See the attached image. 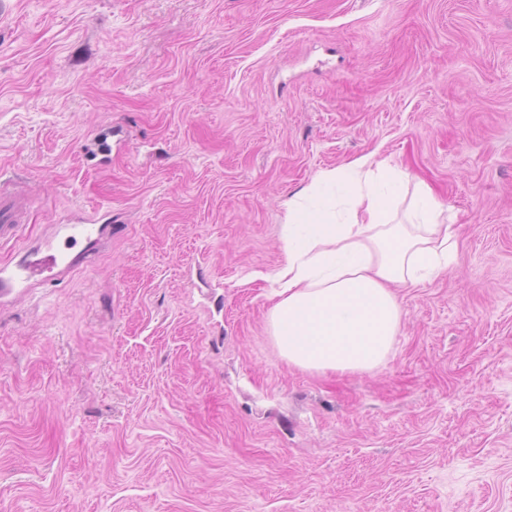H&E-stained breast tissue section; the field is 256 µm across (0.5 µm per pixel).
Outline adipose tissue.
<instances>
[{
    "label": "adipose tissue",
    "mask_w": 512,
    "mask_h": 512,
    "mask_svg": "<svg viewBox=\"0 0 512 512\" xmlns=\"http://www.w3.org/2000/svg\"><path fill=\"white\" fill-rule=\"evenodd\" d=\"M365 155L319 172L285 204L286 263L272 279L269 313L280 357L311 372L371 374L385 363L402 319L395 289L431 279L452 262L457 239L444 206Z\"/></svg>",
    "instance_id": "ef3b65f1"
}]
</instances>
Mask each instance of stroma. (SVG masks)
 Masks as SVG:
<instances>
[{
  "instance_id": "35a3bbf8",
  "label": "stroma",
  "mask_w": 512,
  "mask_h": 512,
  "mask_svg": "<svg viewBox=\"0 0 512 512\" xmlns=\"http://www.w3.org/2000/svg\"><path fill=\"white\" fill-rule=\"evenodd\" d=\"M371 154L458 238L374 375L266 329L284 203ZM0 512H512V0H0ZM31 206L32 201L10 183L0 184V242L18 237ZM98 213L81 211L72 219L59 221L56 235L62 242L47 240L30 250L25 259L16 264L0 266V307L13 302L37 285H42L64 275L73 263L71 250L81 247L78 255L87 256L95 251L106 227L99 224Z\"/></svg>"
}]
</instances>
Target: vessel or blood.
<instances>
[{
    "label": "vessel or blood",
    "mask_w": 512,
    "mask_h": 512,
    "mask_svg": "<svg viewBox=\"0 0 512 512\" xmlns=\"http://www.w3.org/2000/svg\"><path fill=\"white\" fill-rule=\"evenodd\" d=\"M31 206V200L11 184H0V242L18 237ZM57 231L62 236L61 243L45 241L30 250L23 261L0 266V306L13 302L34 286L59 279L73 263L72 252L83 257L91 254L105 228L98 213L83 211L62 221Z\"/></svg>",
    "instance_id": "vessel-or-blood-1"
}]
</instances>
